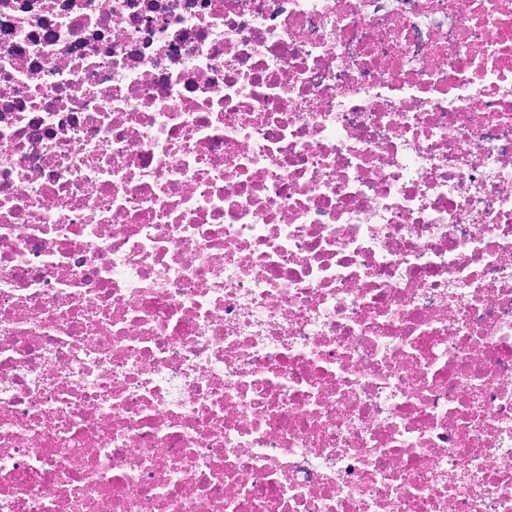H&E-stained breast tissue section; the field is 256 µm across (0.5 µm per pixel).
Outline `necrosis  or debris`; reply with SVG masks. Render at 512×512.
<instances>
[{"instance_id":"obj_1","label":"necrosis or debris","mask_w":512,"mask_h":512,"mask_svg":"<svg viewBox=\"0 0 512 512\" xmlns=\"http://www.w3.org/2000/svg\"><path fill=\"white\" fill-rule=\"evenodd\" d=\"M0 512H512V0H0Z\"/></svg>"}]
</instances>
